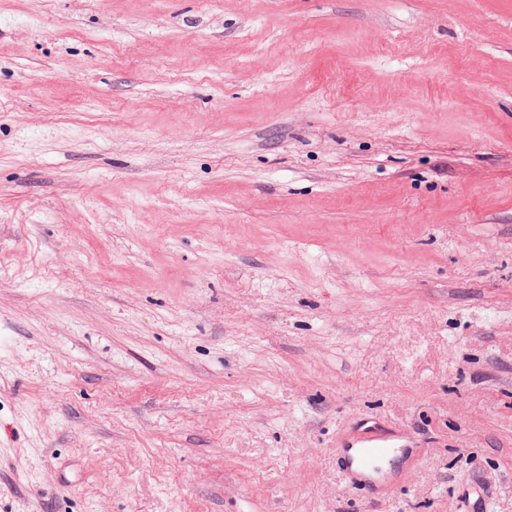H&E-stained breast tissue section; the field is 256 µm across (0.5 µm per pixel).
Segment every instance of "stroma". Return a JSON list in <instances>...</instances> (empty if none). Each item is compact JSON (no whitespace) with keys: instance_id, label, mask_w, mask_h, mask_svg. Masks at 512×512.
Wrapping results in <instances>:
<instances>
[{"instance_id":"35a3bbf8","label":"stroma","mask_w":512,"mask_h":512,"mask_svg":"<svg viewBox=\"0 0 512 512\" xmlns=\"http://www.w3.org/2000/svg\"><path fill=\"white\" fill-rule=\"evenodd\" d=\"M411 450L379 500L348 419ZM512 512V0H0V512ZM353 422L336 444V467L342 480L356 488L379 490L391 479L390 464L408 446L399 427Z\"/></svg>"}]
</instances>
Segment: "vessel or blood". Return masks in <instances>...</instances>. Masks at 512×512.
I'll list each match as a JSON object with an SVG mask.
<instances>
[{
  "instance_id": "vessel-or-blood-1",
  "label": "vessel or blood",
  "mask_w": 512,
  "mask_h": 512,
  "mask_svg": "<svg viewBox=\"0 0 512 512\" xmlns=\"http://www.w3.org/2000/svg\"><path fill=\"white\" fill-rule=\"evenodd\" d=\"M406 446L407 436L401 428L358 420L336 445V467L348 485L377 490L390 481L389 465Z\"/></svg>"
}]
</instances>
